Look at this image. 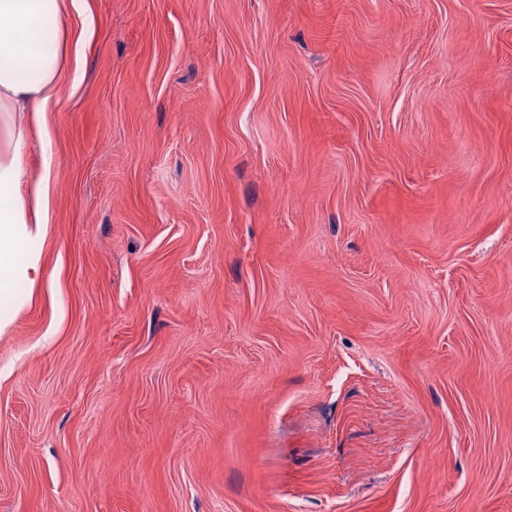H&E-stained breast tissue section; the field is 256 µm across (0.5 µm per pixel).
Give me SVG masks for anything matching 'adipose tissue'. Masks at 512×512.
I'll return each instance as SVG.
<instances>
[{
    "instance_id": "1",
    "label": "adipose tissue",
    "mask_w": 512,
    "mask_h": 512,
    "mask_svg": "<svg viewBox=\"0 0 512 512\" xmlns=\"http://www.w3.org/2000/svg\"><path fill=\"white\" fill-rule=\"evenodd\" d=\"M82 0H0V134L7 150L0 152V334L14 322L25 298L13 284L34 283L42 256L19 255V242L45 237L51 222V167H44L21 195L18 184L25 137L16 113L24 112L35 126H43L46 109L66 64L64 33L71 12L90 23Z\"/></svg>"
}]
</instances>
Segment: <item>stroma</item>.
Listing matches in <instances>:
<instances>
[{
    "mask_svg": "<svg viewBox=\"0 0 512 512\" xmlns=\"http://www.w3.org/2000/svg\"><path fill=\"white\" fill-rule=\"evenodd\" d=\"M0 512H512V0H84Z\"/></svg>",
    "mask_w": 512,
    "mask_h": 512,
    "instance_id": "35a3bbf8",
    "label": "stroma"
}]
</instances>
